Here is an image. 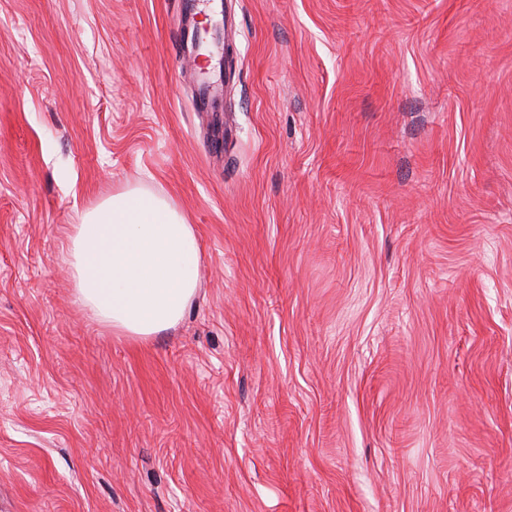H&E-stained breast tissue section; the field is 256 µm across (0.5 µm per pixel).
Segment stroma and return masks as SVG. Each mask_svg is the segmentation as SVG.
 <instances>
[{"mask_svg":"<svg viewBox=\"0 0 512 512\" xmlns=\"http://www.w3.org/2000/svg\"><path fill=\"white\" fill-rule=\"evenodd\" d=\"M0 0V512H512V0ZM139 182L195 225L115 336L66 238Z\"/></svg>","mask_w":512,"mask_h":512,"instance_id":"1","label":"stroma"}]
</instances>
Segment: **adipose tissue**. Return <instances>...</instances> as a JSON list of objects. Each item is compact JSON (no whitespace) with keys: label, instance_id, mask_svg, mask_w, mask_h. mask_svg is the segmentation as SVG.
<instances>
[{"label":"adipose tissue","instance_id":"1","mask_svg":"<svg viewBox=\"0 0 512 512\" xmlns=\"http://www.w3.org/2000/svg\"><path fill=\"white\" fill-rule=\"evenodd\" d=\"M75 301L116 336L175 328L194 301L201 250L167 198L135 184L86 210L68 236Z\"/></svg>","mask_w":512,"mask_h":512}]
</instances>
